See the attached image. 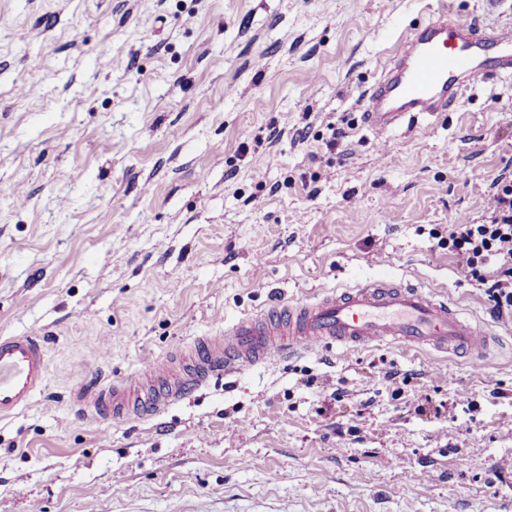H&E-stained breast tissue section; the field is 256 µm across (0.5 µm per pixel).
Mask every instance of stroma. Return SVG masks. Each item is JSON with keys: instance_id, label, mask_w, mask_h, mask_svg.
Wrapping results in <instances>:
<instances>
[{"instance_id": "stroma-1", "label": "stroma", "mask_w": 512, "mask_h": 512, "mask_svg": "<svg viewBox=\"0 0 512 512\" xmlns=\"http://www.w3.org/2000/svg\"><path fill=\"white\" fill-rule=\"evenodd\" d=\"M444 5L512 27V0H0V336L42 332L49 356L0 420V512H512V316L446 245L512 177V75L382 136L361 121ZM378 276L502 345L479 366L321 348L146 419L73 403L82 372L118 384Z\"/></svg>"}]
</instances>
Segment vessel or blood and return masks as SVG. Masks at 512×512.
<instances>
[{"label": "vessel or blood", "instance_id": "obj_1", "mask_svg": "<svg viewBox=\"0 0 512 512\" xmlns=\"http://www.w3.org/2000/svg\"><path fill=\"white\" fill-rule=\"evenodd\" d=\"M367 93L365 121L378 133L415 112H441L461 92L494 72L512 74V28L487 29L441 8L415 29L384 66ZM398 344L436 353H459L481 364L498 347L487 325L447 298L391 279L330 288L292 303L271 304L261 315L203 336L182 355L145 365L131 385L81 384L75 392L82 413L146 417L160 413L189 390L272 356L314 347L355 349L370 343ZM48 381L41 334L0 336V419L34 402Z\"/></svg>", "mask_w": 512, "mask_h": 512}]
</instances>
